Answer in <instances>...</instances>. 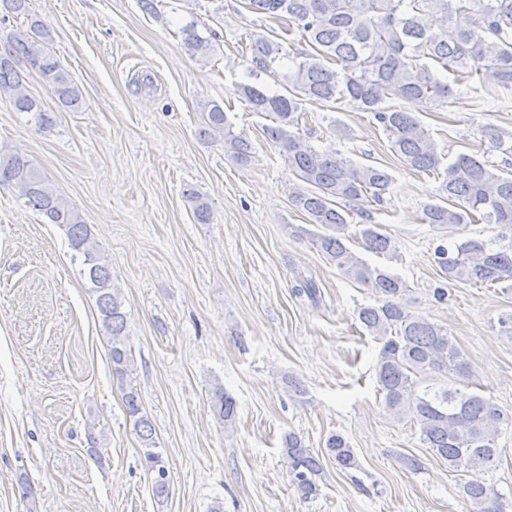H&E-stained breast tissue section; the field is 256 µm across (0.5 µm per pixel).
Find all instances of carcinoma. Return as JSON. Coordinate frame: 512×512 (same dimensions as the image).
Segmentation results:
<instances>
[{
  "instance_id": "obj_1",
  "label": "carcinoma",
  "mask_w": 512,
  "mask_h": 512,
  "mask_svg": "<svg viewBox=\"0 0 512 512\" xmlns=\"http://www.w3.org/2000/svg\"><path fill=\"white\" fill-rule=\"evenodd\" d=\"M251 12L288 21L298 29L312 51L292 56L281 43L249 39L247 75L253 83H239L236 93L253 112L273 115V124L262 128L266 141L278 146L295 171L300 184L290 193L291 204L306 213L310 223L330 230L318 234L314 245L345 277L371 288L375 304L357 311L361 327L381 344L375 378L385 408L396 416L410 413L418 421L423 443L433 455L448 462L460 476V487L473 512H503L502 494L478 476L496 465L500 424L509 417L491 400L477 393L443 390L416 393L417 375L427 371L470 374V363L448 329L408 311L400 302L406 283L388 269L371 265L347 246L350 205L365 217L371 203H380L390 192L393 179L387 169L355 165L335 149L317 150L304 136L312 134L303 102L344 101L368 112L381 127L392 152L409 169L440 180L439 197L455 200L448 207L424 205L420 223L458 232L467 225L486 221L499 226L493 239L448 237L433 250V262L448 281L479 285L512 282V174L499 173L489 154L512 156V134L489 127L484 131L489 148L482 155L460 153L446 163L431 133L415 113L403 106H383L388 99L410 103L426 100L446 103L453 86L478 77L490 89L512 87V0H246ZM3 16L28 22L25 30L10 34L8 48L0 53V95L17 112L24 113L38 129H50L54 117L42 101L28 93L27 72L21 61L39 74L62 108H76L81 91L75 77L50 50L51 34L31 17L29 0H0ZM461 15L467 23L448 37V25ZM197 17L181 33L193 57L209 59L215 30L199 29ZM288 60V94L270 93L257 84L261 75ZM199 134L224 138L227 154L239 165L251 160L247 137L233 132L224 106H206ZM12 184L46 223L61 227L81 260L80 274L96 296L102 326L109 336L112 373L123 381L132 361L122 302L112 288V273L80 213L49 183L27 156L0 149V184ZM196 220L211 221L207 202L187 193ZM354 236L375 254L394 250L391 237L377 224H363ZM294 293L316 304L320 289L313 278H303ZM122 399L133 428L141 440L148 471L154 474L156 496L169 494L168 469L157 450L152 425L132 386L122 388ZM215 416L228 426L237 415V402L217 385L211 393ZM327 454L342 469L358 467L343 435L330 434ZM284 460L291 485L304 499L319 492L316 476L320 459L295 434L284 439Z\"/></svg>"
}]
</instances>
